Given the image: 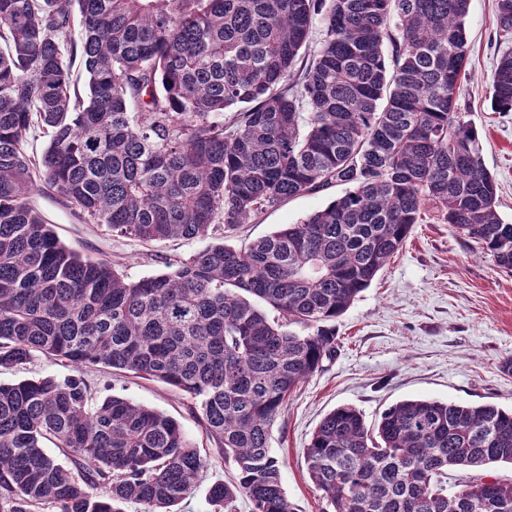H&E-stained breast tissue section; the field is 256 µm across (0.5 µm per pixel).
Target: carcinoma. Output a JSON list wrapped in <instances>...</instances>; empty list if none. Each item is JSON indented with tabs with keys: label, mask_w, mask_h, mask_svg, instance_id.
<instances>
[{
	"label": "carcinoma",
	"mask_w": 512,
	"mask_h": 512,
	"mask_svg": "<svg viewBox=\"0 0 512 512\" xmlns=\"http://www.w3.org/2000/svg\"><path fill=\"white\" fill-rule=\"evenodd\" d=\"M469 0H0V371L42 354L77 373L0 383V512H181L207 460L179 423L83 369L186 394L235 476L209 499L295 512L270 448L300 383L336 353V318L414 225L437 220L512 272V224L457 104ZM320 48L305 59L315 21ZM512 34V0H498ZM88 75L82 100L73 59ZM492 103L512 111V51ZM47 145L27 154L29 129ZM345 195L245 248L267 207ZM145 244L223 236L129 281L67 247L29 198ZM278 316L272 318L267 310ZM303 327L298 333L291 325ZM52 445L68 462L47 450ZM327 512H512V410L407 399L368 425L326 414L304 449Z\"/></svg>",
	"instance_id": "obj_1"
}]
</instances>
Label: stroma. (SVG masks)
I'll return each mask as SVG.
<instances>
[{"mask_svg":"<svg viewBox=\"0 0 512 512\" xmlns=\"http://www.w3.org/2000/svg\"><path fill=\"white\" fill-rule=\"evenodd\" d=\"M468 77L458 102L476 127L484 163L498 186V211L512 222V112L491 105L492 78L506 46L499 38L497 0H470L465 18ZM345 189L304 193L263 210L242 225L230 244L244 247L284 224H295L324 208ZM54 226L60 240L81 254L112 262L129 280L164 272L165 259L203 250L205 238L152 245L112 236L79 221L52 193L30 199ZM512 356V273L500 271L474 242L447 224L415 225L370 288L336 320V353L306 378L273 427L271 446L281 480L296 512H324L326 504L307 473L303 452L319 421L341 405L363 411L367 422L411 398L512 408V374L500 364ZM96 399L113 394L177 420L207 458L193 494L181 512H213L209 486L229 481L232 460L218 454L199 416L177 389L108 367L86 370Z\"/></svg>","mask_w":512,"mask_h":512,"instance_id":"obj_1","label":"stroma"}]
</instances>
